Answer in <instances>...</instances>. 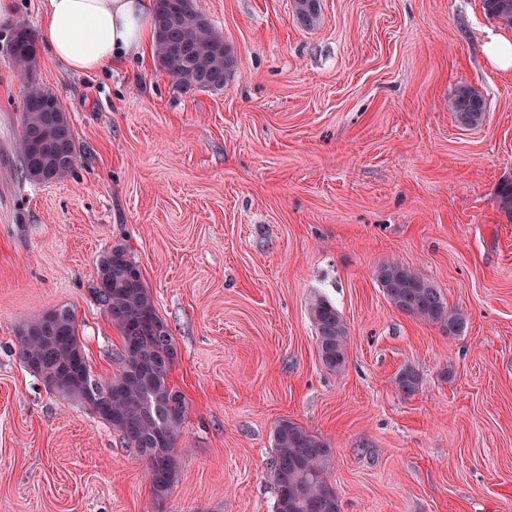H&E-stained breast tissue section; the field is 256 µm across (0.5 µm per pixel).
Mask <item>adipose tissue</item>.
<instances>
[{
  "label": "adipose tissue",
  "mask_w": 512,
  "mask_h": 512,
  "mask_svg": "<svg viewBox=\"0 0 512 512\" xmlns=\"http://www.w3.org/2000/svg\"><path fill=\"white\" fill-rule=\"evenodd\" d=\"M153 18V0H42L41 40L69 72H97L146 58Z\"/></svg>",
  "instance_id": "obj_1"
}]
</instances>
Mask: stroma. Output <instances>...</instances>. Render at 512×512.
I'll list each match as a JSON object with an SVG mask.
<instances>
[{
  "mask_svg": "<svg viewBox=\"0 0 512 512\" xmlns=\"http://www.w3.org/2000/svg\"><path fill=\"white\" fill-rule=\"evenodd\" d=\"M0 21V512H273L271 432L290 419L332 448L342 512H512V68L482 0H197L232 47L223 91L178 89L156 59L73 75L45 51L18 72ZM62 101L79 162L21 174L26 87ZM479 91L483 123L448 102ZM124 246L176 345L185 396L177 482L19 359L29 322L66 308L95 375L121 338L91 292ZM414 268L466 317L448 336L386 299L381 264ZM348 327L320 361L312 299ZM415 368L411 396L395 385ZM294 11L302 26L311 27L319 20L320 4L318 0H295ZM488 57L499 67L508 69L512 67V40L510 37L495 34L491 35L486 44ZM456 123L462 127H475L483 122L486 106L482 95L474 88L461 86L449 104Z\"/></svg>",
  "mask_w": 512,
  "mask_h": 512,
  "instance_id": "obj_1",
  "label": "stroma"
}]
</instances>
